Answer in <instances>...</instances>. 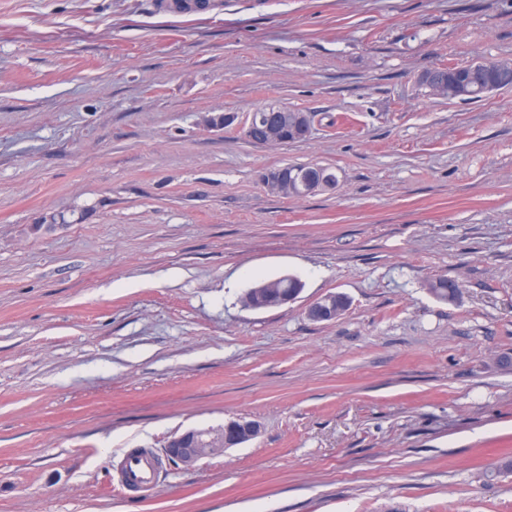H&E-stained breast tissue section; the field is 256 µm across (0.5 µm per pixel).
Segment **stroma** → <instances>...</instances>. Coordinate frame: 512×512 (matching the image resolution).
I'll return each instance as SVG.
<instances>
[{"instance_id": "obj_1", "label": "stroma", "mask_w": 512, "mask_h": 512, "mask_svg": "<svg viewBox=\"0 0 512 512\" xmlns=\"http://www.w3.org/2000/svg\"><path fill=\"white\" fill-rule=\"evenodd\" d=\"M157 2L0 0V512H512V88L420 84L512 60V0ZM266 106L309 135L250 142ZM286 164L338 184L268 192ZM238 417L260 436L119 492ZM467 64H461V65H454V69L458 71H464L465 66ZM467 68L470 70V75H481L483 77V86L482 91L483 95L491 93L495 90L501 89L502 81H497L495 83H485L484 82V75L485 72L488 71H494L498 72L503 78H509L512 74V61L508 60H502V61H473L470 62L467 65ZM455 70H446L441 71L439 69H436V74L439 75L437 77H434L433 75L428 78V84H431V89L439 96L444 95L448 91V87L450 88H456L458 89V84L456 80V75L454 73ZM448 79V85L446 83L445 78ZM482 95V96H483ZM302 281L292 275L288 278H276L256 283L249 288L242 297V303L246 308L262 307L263 309L277 308L284 305V298L290 292L297 289L303 290ZM430 293L439 301L454 304L460 297L461 289L455 280L439 278L429 283ZM333 294L334 295L332 296V308L330 310L331 312H329L328 315H327L326 304L331 301L330 294L325 295L324 297H321V298L317 299L316 301L312 302L306 310L307 313L312 312L313 317L315 319H320V320L324 319L326 316H328L329 320L326 322H329L334 318L338 319L339 317L344 315L350 305V301H349L348 297L342 293H333ZM308 318L311 321L318 322L315 319L311 318L310 316H308ZM156 463L152 456H138L128 459L125 473L121 475V486L130 490L129 485L134 484L142 492H149L155 483Z\"/></svg>"}]
</instances>
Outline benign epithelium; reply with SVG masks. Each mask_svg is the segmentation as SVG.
<instances>
[{
    "instance_id": "7a95c632",
    "label": "benign epithelium",
    "mask_w": 512,
    "mask_h": 512,
    "mask_svg": "<svg viewBox=\"0 0 512 512\" xmlns=\"http://www.w3.org/2000/svg\"><path fill=\"white\" fill-rule=\"evenodd\" d=\"M470 75H485L488 71L499 73L504 78L512 76V61H473L467 65ZM431 89L442 96L448 88L458 87L454 71H448V78H428ZM288 122V109L268 108L250 113L244 125L245 136L255 144H284L282 123ZM268 189L273 193H291L298 197L302 191L291 181L282 169L268 172L265 176ZM261 433L257 420L236 418L219 428H192L172 436L166 443V453L174 461L189 468L205 458L224 454V450L247 443Z\"/></svg>"
}]
</instances>
